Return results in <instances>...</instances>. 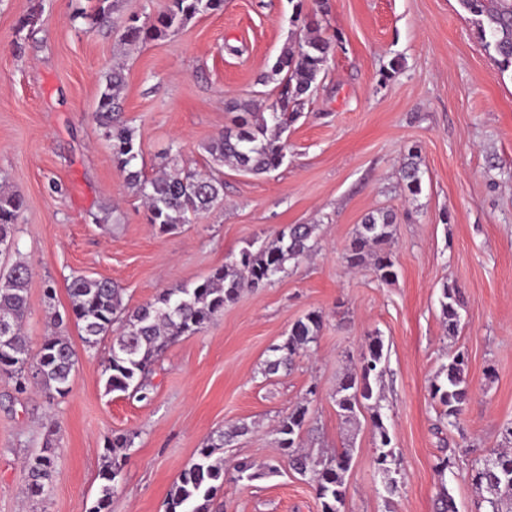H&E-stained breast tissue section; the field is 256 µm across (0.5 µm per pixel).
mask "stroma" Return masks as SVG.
I'll use <instances>...</instances> for the list:
<instances>
[{
	"mask_svg": "<svg viewBox=\"0 0 512 512\" xmlns=\"http://www.w3.org/2000/svg\"><path fill=\"white\" fill-rule=\"evenodd\" d=\"M87 4L0 0V187L25 199L0 267L21 260L30 268L31 352L52 335V313L68 308L75 276L119 283L134 307L196 283L287 225H315L316 246L271 286L244 289L202 332L172 345L141 396L107 391L111 337L87 347L67 322L77 359L68 395L51 400L0 380V512H91L106 441L121 433L134 440L109 512H164L210 437L245 424L225 458L279 459L272 429L305 400V447L352 451L342 512H435L443 488L459 512H472L471 466L502 447L512 424V73H500L473 17L459 0H224L223 10L130 47L117 30L75 18ZM34 6L39 21L16 33ZM298 12L336 47L283 135L282 165L260 176L225 168L222 208L157 233L94 120L103 76L124 64L122 118L137 132L146 172L173 155L202 170L205 144L232 117L228 103L275 93L270 70ZM414 145L423 181L410 199L400 167ZM376 209L397 215L388 283L372 265L350 270L342 259ZM445 283L464 296L454 336L440 319ZM314 310L323 317L316 344L291 369L264 374L272 347ZM375 334L388 355L376 387L399 470L392 494L374 464L369 410L347 424L332 399ZM457 350L468 356L470 401L459 427L448 428L429 386ZM49 437L60 466L48 495L30 502L26 461ZM444 456L452 465L441 474L435 465ZM219 503V512H321L313 488L285 465L226 482Z\"/></svg>",
	"mask_w": 512,
	"mask_h": 512,
	"instance_id": "1",
	"label": "stroma"
}]
</instances>
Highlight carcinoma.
Returning <instances> with one entry per match:
<instances>
[{
    "mask_svg": "<svg viewBox=\"0 0 512 512\" xmlns=\"http://www.w3.org/2000/svg\"><path fill=\"white\" fill-rule=\"evenodd\" d=\"M118 0H96L90 13L78 16L90 20L93 27H113ZM460 6L475 17L478 33L487 51L494 54L501 72L512 70V0H459ZM224 0H168L166 8L145 19L132 17L122 28L120 41L135 46L154 40L183 27L194 17L219 11ZM333 43L316 25H305L303 36L291 40L277 57L272 74L281 76L280 91L271 103L259 105L252 100L232 103L235 115L231 124L204 146L210 156V170L159 171L148 177L138 167L141 143L136 130L119 121L123 68L114 67L104 76L94 119L110 143L112 155L130 188L147 204L149 223L165 234L180 224H190L213 207L224 202L221 167L227 165L244 174L259 175L279 168L285 158L282 134L316 91L319 78L326 72ZM404 191L414 197L422 190L421 156L413 147L401 167ZM25 199L16 192L0 191V243H10ZM397 215L376 210L365 216L355 237L345 248L342 259L350 268L371 262L379 279L385 283L395 277L391 251ZM314 224H291L280 229L275 238L255 251L244 250L224 265L214 269L191 288L160 291L134 309L123 304V289L109 279L77 276L68 286L70 316L81 330L83 342L93 347L112 337L109 356L104 361L110 391L141 392L146 378L161 354L181 337L203 331L237 299L245 288H264L285 272L287 264L298 263L313 249ZM29 266L21 261L0 272V314L12 325V339L0 345V378L20 387L30 379L50 399L70 392L76 352L69 337H48L41 351L29 352L23 326L28 316L27 284ZM440 316L445 332L455 334L463 306L461 291L443 284L439 298ZM322 315L312 311L297 320L283 342L273 349V358L264 373L275 374L292 364L317 342ZM386 355L380 336H370L360 354L359 365L344 374L333 395L338 415L346 422L357 419L365 408L371 412L377 434L375 457L378 471L391 470L393 452L388 450L391 437L384 425L381 395L374 392L372 381L385 371ZM431 398L441 406L440 422L451 427L459 424L469 400L468 357L457 352L441 365L430 383ZM310 419V402L296 405L277 424L276 435L288 466L314 489L321 512H341L345 501L343 464L350 462V449L331 454L313 453L300 446L301 434ZM232 435L224 432L212 437L198 449L195 459L181 471L165 502V512H213L218 494L226 480L252 481L274 474L279 465L238 461L226 464L219 456ZM133 435L114 434L107 440L105 462L100 477L104 480L100 496L91 512H108L112 494L125 465L121 451L131 447ZM496 466L484 467L478 458L471 468L475 489V512H512V448L492 453ZM58 457L46 449L27 463V494L32 500L48 495Z\"/></svg>",
    "mask_w": 512,
    "mask_h": 512,
    "instance_id": "obj_1",
    "label": "carcinoma"
}]
</instances>
